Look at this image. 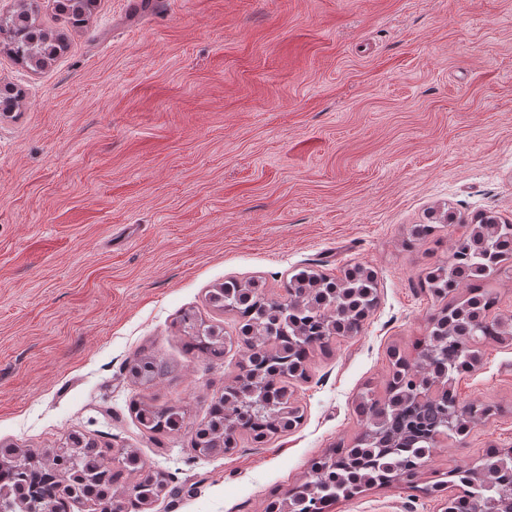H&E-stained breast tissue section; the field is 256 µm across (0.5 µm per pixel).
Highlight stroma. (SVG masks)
Returning <instances> with one entry per match:
<instances>
[{"label": "stroma", "instance_id": "stroma-1", "mask_svg": "<svg viewBox=\"0 0 512 512\" xmlns=\"http://www.w3.org/2000/svg\"><path fill=\"white\" fill-rule=\"evenodd\" d=\"M93 0L83 27L37 0L63 53L36 67L0 46V443L54 453L69 433L137 449L167 487L147 512H266L311 460L349 445L387 352L412 351L432 302L418 283L479 213L512 222V0ZM454 212L430 248L413 225ZM359 264L379 300L296 382L300 425L203 456L149 439L134 353L163 357L157 404L200 423L235 374L183 345L186 310L236 333L208 293ZM496 407L435 449L419 490L374 486L331 512H444L438 474L512 448V342L456 386Z\"/></svg>", "mask_w": 512, "mask_h": 512}]
</instances>
